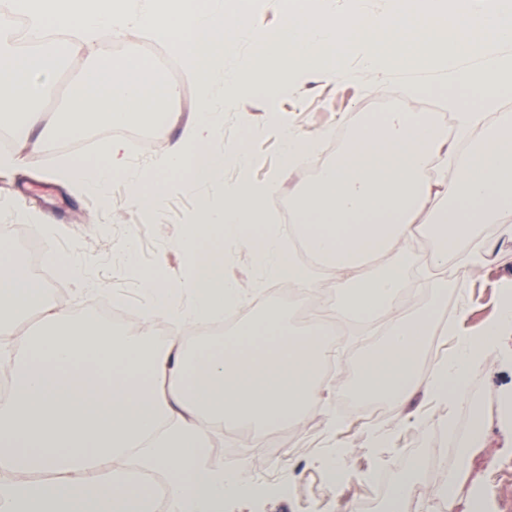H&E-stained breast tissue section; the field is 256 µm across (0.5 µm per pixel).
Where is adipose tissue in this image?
Here are the masks:
<instances>
[{
  "label": "adipose tissue",
  "mask_w": 512,
  "mask_h": 512,
  "mask_svg": "<svg viewBox=\"0 0 512 512\" xmlns=\"http://www.w3.org/2000/svg\"><path fill=\"white\" fill-rule=\"evenodd\" d=\"M392 0L381 12L349 0L339 13L332 0H313L309 23L286 15L279 30L251 27L256 48L245 69L224 73L213 88L211 72L235 43L243 17L230 0H14L40 27L76 32L93 42L100 30L120 34L148 29L192 67L201 114L182 140L157 164L158 174L180 171L193 160L198 179L216 181L222 165L208 149L225 108L262 95L268 104L306 75L336 77L346 53L386 74H408L412 95L427 92L420 73L448 71L452 80L437 112H381L365 116L347 144L292 202L298 231L321 262L338 274L341 309L354 322L390 316L388 338L365 361L358 391L402 404L423 390L450 404L464 394L471 367L505 330L512 307L487 323L481 334L455 328L459 350L426 377L415 363L432 318H393L394 300L405 278V262L369 267L370 257L402 242L429 235L436 262L448 261L473 228L494 225L512 238V9L500 0ZM12 18L0 12V81L14 93V105L0 108V129L15 125L35 131L31 150L46 138L128 119L156 117L160 103L178 91L143 61L97 59L75 82L63 103L65 119L47 121L35 100L52 87L46 77L60 51L16 55L8 41ZM105 166L73 163L60 176L84 190H102L106 175L124 177L133 203L153 208L158 196L143 190V177L126 164L122 141L107 142ZM436 179H427L429 170ZM276 181L257 184L243 176L225 186L223 199L204 202L181 246L192 269L190 280L149 282L142 312L195 325L220 318L224 306L241 301L223 258L199 260L197 229L216 225L226 246L255 249L272 279L310 287L304 269L288 263L276 244L264 198ZM189 304H182V296ZM44 321L34 331L13 329L31 312ZM13 360L11 389L0 398V512H155V502L137 473L115 466L145 436H152L140 467L160 469L171 479L172 512H224L237 495L246 469L227 476L209 465V436L201 419L247 423L266 431L302 422L317 407L318 381L330 347L318 323L294 328L283 309H272L238 326L234 337L216 336L188 347L177 338L119 333L99 320L79 319L48 302L44 288L0 235V331Z\"/></svg>",
  "instance_id": "adipose-tissue-1"
}]
</instances>
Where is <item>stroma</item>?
I'll return each instance as SVG.
<instances>
[{"mask_svg": "<svg viewBox=\"0 0 512 512\" xmlns=\"http://www.w3.org/2000/svg\"><path fill=\"white\" fill-rule=\"evenodd\" d=\"M146 38L143 30L119 39L109 33L89 46L77 34H68L67 56L51 76L55 92L35 101V108L49 120H58L59 103L71 79L88 67L92 57L109 56L116 42L122 46V58L141 57ZM346 64L349 75L332 79L315 74L305 79L280 101L278 111H268L259 95L225 111L212 152L226 156L244 147L252 162L245 172L225 164L220 184L156 171L158 160L201 110L191 70L182 66L178 96L164 106L166 120L141 162L132 165L144 176L143 190L159 192L158 204L148 211L132 204L123 177L109 179L104 200L52 179L54 168L83 160L82 144L101 149L108 140L104 127L80 132L74 143L50 140L34 152L25 151L24 133H14L10 150L24 153L25 161L0 170V201L8 203L0 208V229L13 238L34 227L47 234L46 245L57 263L78 264L101 291L126 295L134 305L143 306L146 283L127 274V263L167 280L182 277L184 254L178 243L204 199L223 195L225 184L244 173L257 183L279 176L278 194L291 197L309 185L302 167L282 168L283 127L306 139L333 143L339 150L361 119L375 112L379 98H388L396 110L427 112L440 105L448 84L447 74L429 71L423 79L430 92L409 97L404 93L405 74L366 70L352 55ZM401 250L407 271L401 292L404 303L397 307V316L409 319L438 308L447 320L465 318L477 333L495 318L505 294L512 291V241L477 233L461 250L449 253L452 268L462 255L481 256L477 274L464 284L455 275L437 272L429 237L410 240ZM231 254L226 270L238 284L250 319L260 312L256 296L277 284L267 279L251 248L237 246ZM386 323L383 316L368 324L346 322V336L327 358L330 369L321 380L319 408L308 413L302 426L257 431L246 440L211 426L210 465L225 467L236 461L249 470V489L225 499L224 512H379L388 484L400 486L403 496L414 497L417 512H432L436 495L450 496L452 512H470V498L476 492L487 500L488 512H512V334L499 337L484 361L470 371L468 401L484 435L482 446L472 448L459 412L449 411L447 402L432 396L418 392L404 405L391 406L389 415H365L370 400L355 391L359 363L385 341ZM450 425L455 431L447 438L446 471L408 476L409 455L426 453L440 430ZM331 460L339 475L329 482L323 467Z\"/></svg>", "mask_w": 512, "mask_h": 512, "instance_id": "1", "label": "stroma"}]
</instances>
